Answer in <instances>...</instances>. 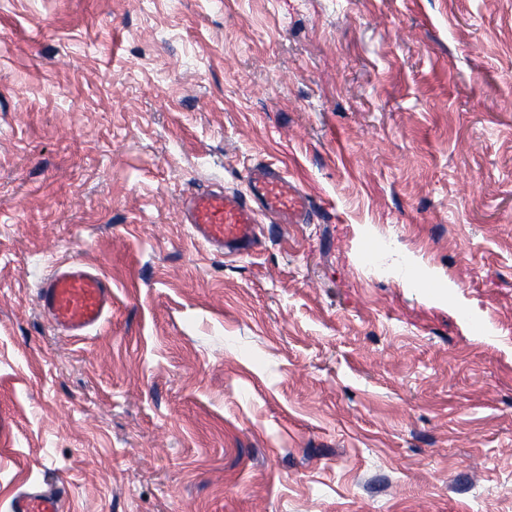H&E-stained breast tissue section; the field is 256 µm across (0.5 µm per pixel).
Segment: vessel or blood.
<instances>
[{
    "label": "vessel or blood",
    "instance_id": "1",
    "mask_svg": "<svg viewBox=\"0 0 512 512\" xmlns=\"http://www.w3.org/2000/svg\"><path fill=\"white\" fill-rule=\"evenodd\" d=\"M312 208L306 193L274 163L251 166L245 191L200 189L182 202V217L192 237L216 253L242 256L253 249L262 221L308 223ZM47 320L71 336H84L104 324L112 308V286L98 270L80 262L57 264L37 288ZM67 491L56 483L20 489L9 512H64Z\"/></svg>",
    "mask_w": 512,
    "mask_h": 512
}]
</instances>
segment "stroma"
<instances>
[{"label":"stroma","instance_id":"obj_1","mask_svg":"<svg viewBox=\"0 0 512 512\" xmlns=\"http://www.w3.org/2000/svg\"><path fill=\"white\" fill-rule=\"evenodd\" d=\"M277 162L314 223L181 201ZM112 310L61 334V262ZM512 512V0H0V512ZM311 212L307 194L276 163L251 166L244 192L200 189L182 202L183 221L192 237L224 256L249 254L261 231V218L282 227L307 224ZM47 320L69 336H86L112 309V286L98 270L80 262L57 264L37 288ZM67 491L54 482L20 489L9 503V512H64Z\"/></svg>","mask_w":512,"mask_h":512}]
</instances>
